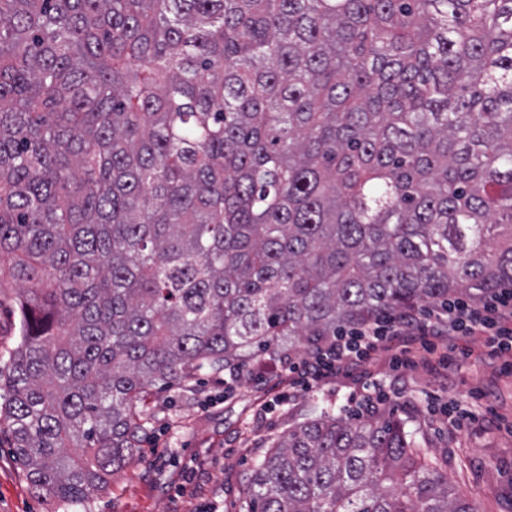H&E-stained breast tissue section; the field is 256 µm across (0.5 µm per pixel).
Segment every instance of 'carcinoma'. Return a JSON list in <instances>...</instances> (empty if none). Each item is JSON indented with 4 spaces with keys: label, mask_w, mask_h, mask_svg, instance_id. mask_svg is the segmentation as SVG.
<instances>
[{
    "label": "carcinoma",
    "mask_w": 512,
    "mask_h": 512,
    "mask_svg": "<svg viewBox=\"0 0 512 512\" xmlns=\"http://www.w3.org/2000/svg\"><path fill=\"white\" fill-rule=\"evenodd\" d=\"M0 421L82 505L143 394L512 285V0H0ZM247 512H477L390 413L275 440ZM19 287L4 280L0 287V368L4 367L10 352L21 341L20 315L17 305Z\"/></svg>",
    "instance_id": "1"
}]
</instances>
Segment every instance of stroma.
<instances>
[{
    "mask_svg": "<svg viewBox=\"0 0 512 512\" xmlns=\"http://www.w3.org/2000/svg\"><path fill=\"white\" fill-rule=\"evenodd\" d=\"M18 295L15 282H0V368L21 341ZM461 347L445 369L397 370L381 356L309 390L290 387L284 372L247 370L228 389L207 371L188 394L155 386L140 403L152 423L136 461L84 507L35 492L0 426V512H246L251 471L275 439L324 410L367 417L361 399L371 391L416 430L429 458L447 462L449 483L477 512H512V375L483 336ZM188 462L200 490L179 495Z\"/></svg>",
    "mask_w": 512,
    "mask_h": 512,
    "instance_id": "stroma-1",
    "label": "stroma"
}]
</instances>
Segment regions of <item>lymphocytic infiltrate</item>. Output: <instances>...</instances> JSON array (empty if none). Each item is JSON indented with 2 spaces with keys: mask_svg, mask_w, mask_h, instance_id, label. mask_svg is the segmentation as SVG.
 <instances>
[{
  "mask_svg": "<svg viewBox=\"0 0 512 512\" xmlns=\"http://www.w3.org/2000/svg\"><path fill=\"white\" fill-rule=\"evenodd\" d=\"M479 333L492 352L503 358L512 373V287L485 296L476 305L452 300L430 311L413 306L337 334L319 344L301 360H289L287 370L294 385L339 374L387 352L393 365L428 368L452 363L462 337Z\"/></svg>",
  "mask_w": 512,
  "mask_h": 512,
  "instance_id": "f902f5d3",
  "label": "lymphocytic infiltrate"
}]
</instances>
